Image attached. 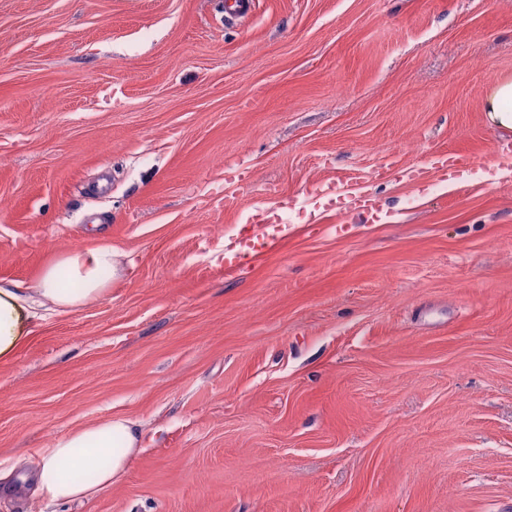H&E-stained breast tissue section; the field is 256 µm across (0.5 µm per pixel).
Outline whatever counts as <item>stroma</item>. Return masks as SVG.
<instances>
[{
	"label": "stroma",
	"mask_w": 512,
	"mask_h": 512,
	"mask_svg": "<svg viewBox=\"0 0 512 512\" xmlns=\"http://www.w3.org/2000/svg\"><path fill=\"white\" fill-rule=\"evenodd\" d=\"M507 75L512 0H0V286L120 256L0 360V512H512ZM448 150L473 167L402 176ZM256 204L288 234L225 272ZM116 416L117 482L35 493ZM487 121L496 128L512 130V77L502 78L483 100ZM140 436L136 424L123 417H110L86 427L72 430L57 438L51 448H46L35 465L36 488L40 495L59 503L71 502L93 494L96 486L112 484L125 471L131 457L139 451ZM77 449L82 450L76 456ZM106 455L107 462L99 465ZM72 463L85 468H94L95 484L83 483L74 478L91 481V469L76 472L63 464Z\"/></svg>",
	"instance_id": "obj_1"
}]
</instances>
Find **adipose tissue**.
I'll use <instances>...</instances> for the list:
<instances>
[{
  "label": "adipose tissue",
  "mask_w": 512,
  "mask_h": 512,
  "mask_svg": "<svg viewBox=\"0 0 512 512\" xmlns=\"http://www.w3.org/2000/svg\"><path fill=\"white\" fill-rule=\"evenodd\" d=\"M115 266L112 248L97 246L61 254L43 269L28 294L0 286V360L13 357L26 343L34 304H48L63 312L90 306L108 294L110 285L102 273ZM63 271L71 280L70 286H63L59 279ZM139 447L135 423L123 417L72 430L41 454L35 465L36 488L40 495L59 503L88 497L96 487L112 484L119 478ZM66 463L94 469L95 484L64 477L61 469Z\"/></svg>",
  "instance_id": "ef3b65f1"
}]
</instances>
